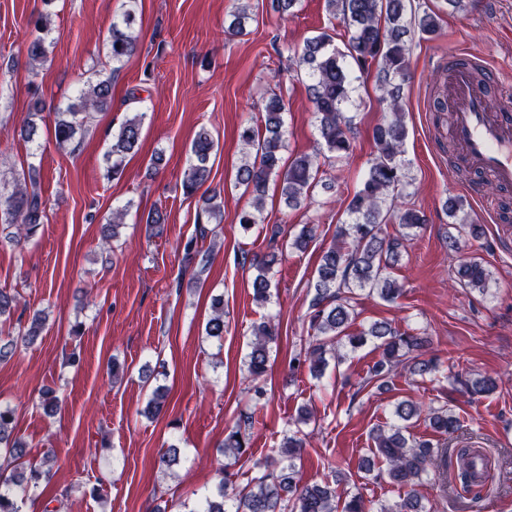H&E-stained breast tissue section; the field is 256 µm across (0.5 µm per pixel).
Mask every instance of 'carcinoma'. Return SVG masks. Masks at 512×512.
Wrapping results in <instances>:
<instances>
[{"label": "carcinoma", "mask_w": 512, "mask_h": 512, "mask_svg": "<svg viewBox=\"0 0 512 512\" xmlns=\"http://www.w3.org/2000/svg\"><path fill=\"white\" fill-rule=\"evenodd\" d=\"M330 14L344 23L348 35L344 49L334 44L332 35L322 32L307 38L300 50L288 56V70L308 81V90L316 121V129L330 158L339 162L352 150L354 116L348 105L354 92L353 80L347 66L352 60L361 70H377V87L386 102L391 118L376 126L373 141L376 153L370 161L366 178L355 190L347 206L350 222L336 229V242L320 258L315 271L312 298L309 303V328L313 334L307 339L304 352L297 354L292 369L308 365L309 372L320 378L328 366L326 353L336 361L343 360L340 348L355 350L362 347L367 337L379 341L381 355L369 371L368 380L381 386L403 368L421 378L435 370L430 360L420 358L424 347L421 336L402 332L389 322H374L368 328L351 333L358 313L354 296L358 291L377 294L382 300L392 302L401 296V288L387 275L407 249L409 235L392 237L384 226L397 223L407 229L425 222V216L413 208L398 206V199L410 186L404 141L406 127L400 101L403 82L409 67L412 34L430 37L437 29L438 15L425 12L415 18L407 17V0H325ZM249 0H238L228 24L230 34H243L246 20L250 19ZM133 12L124 15L123 25H112L108 57L113 70H118L137 49ZM50 19L41 14L33 20L37 35L28 43L31 60L47 57L46 39L50 32ZM112 107V81L108 78L87 85L77 91L75 102L66 111L57 112L54 137L58 148L64 149L83 131L84 119L92 112L107 111ZM265 114V133L251 125L240 129L242 163L236 171V182L254 196L252 209L242 211L238 224L245 231L258 225L257 213L263 208V196L269 180H280L281 198L289 208H298L312 190L320 185L330 191L335 180L319 177L320 167L310 155H299L288 165H282L281 152L285 148L283 114L286 105L282 95L270 93L262 108ZM142 116L126 120L106 154L112 174L121 172L124 158L139 150ZM218 140L205 129H200L189 149V163L184 171V194L193 195L209 178L211 157L217 154ZM127 209L112 211V223L102 230L105 245L119 237L124 227ZM47 219L46 203L36 188V179L27 173L13 179L11 192H0V246L7 244L20 248L29 241ZM278 225L270 229L268 251L255 254L250 266L256 270L252 280L253 300L261 305L270 302L272 282L269 273L280 261L277 238ZM316 226L304 224L294 236L291 246L299 251L307 249L315 238ZM458 282L469 288L485 289L489 273L477 263L463 257L455 270ZM46 315L36 313L18 327L17 336L0 337V360L12 357L19 344H32L45 328ZM205 334L220 340L224 337V300L214 299L213 314L205 325ZM253 340L244 365L249 376L257 381L254 395L262 398L265 389L258 381L268 371L270 350L278 340V332L271 321L253 325ZM459 384L471 395L489 393L496 388L490 376L458 379ZM167 390L156 387L143 415L155 418L164 411ZM420 406L408 401L395 407L396 422L388 428L374 430L376 454L387 466L391 482L410 487L409 496L393 507L379 510L366 503L359 494H352L340 501L336 488L329 481L303 482L298 477L297 460L301 459L305 438L294 430L284 435L277 457L263 464L256 463L257 472L247 483L236 485L239 473L219 468L215 490L201 499L187 512H427L418 497L416 487L437 460L447 457L448 449L437 448L424 439L407 435L408 422L420 415ZM429 426L440 435H450L457 429V419L446 409L430 411ZM254 413L242 415L238 422L227 429L222 448L224 456L239 460L248 454L249 431L255 426ZM0 446L4 457L0 460V512H20V503L28 499L39 487L42 477L49 474L45 466L51 462L45 456L40 465L27 459V445L15 434V413L9 406L0 405Z\"/></svg>", "instance_id": "cac0c4a2"}]
</instances>
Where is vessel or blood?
I'll use <instances>...</instances> for the list:
<instances>
[{
  "label": "vessel or blood",
  "mask_w": 512,
  "mask_h": 512,
  "mask_svg": "<svg viewBox=\"0 0 512 512\" xmlns=\"http://www.w3.org/2000/svg\"><path fill=\"white\" fill-rule=\"evenodd\" d=\"M460 63L450 73L454 137L467 163L489 174L499 186L512 187V106L491 110L483 85L473 77L474 53L456 49Z\"/></svg>",
  "instance_id": "b4317fda"
}]
</instances>
